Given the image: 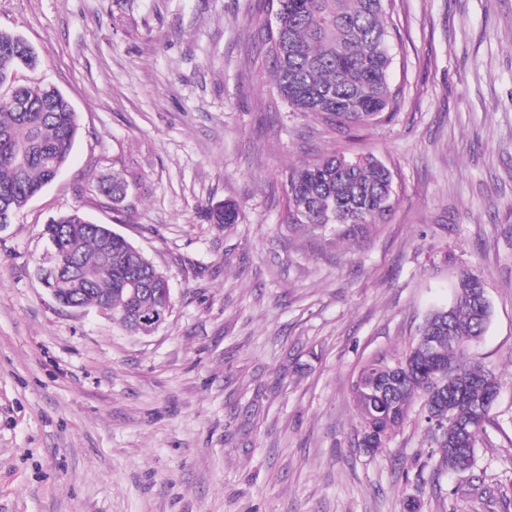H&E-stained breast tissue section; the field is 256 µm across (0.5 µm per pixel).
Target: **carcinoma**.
Here are the masks:
<instances>
[{
	"label": "carcinoma",
	"mask_w": 512,
	"mask_h": 512,
	"mask_svg": "<svg viewBox=\"0 0 512 512\" xmlns=\"http://www.w3.org/2000/svg\"><path fill=\"white\" fill-rule=\"evenodd\" d=\"M269 16L254 33L272 73L271 103L292 112H310L336 130L380 122L394 93L392 0H259ZM38 63L34 48L21 36L0 30V89L24 101V112L0 98V222L12 223L21 209L57 178L72 156L77 112L57 89L16 85L15 73ZM128 182L119 175L101 182V195L118 210ZM391 170L375 155L348 156L336 151L288 170L287 208L281 223L353 235L384 221L394 209ZM238 207L226 202L210 209L214 224H235ZM44 234L64 252L73 289L69 299L96 308L129 332L138 318L160 305L172 306L166 277L124 236L93 222L80 207L50 220ZM491 309L482 274L461 272L451 306L432 310L416 342L403 354L376 357L364 364L351 384L369 450L381 448L403 425L416 398L435 447L439 468L449 469L453 448H469L475 464L479 436L491 419L502 389L501 376L471 360L469 345L487 328ZM446 327L443 342L423 350L425 336ZM450 410L442 430L432 412Z\"/></svg>",
	"instance_id": "carcinoma-1"
}]
</instances>
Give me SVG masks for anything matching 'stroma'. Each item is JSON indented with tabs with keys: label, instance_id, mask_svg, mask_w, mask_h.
Segmentation results:
<instances>
[{
	"label": "stroma",
	"instance_id": "stroma-1",
	"mask_svg": "<svg viewBox=\"0 0 512 512\" xmlns=\"http://www.w3.org/2000/svg\"><path fill=\"white\" fill-rule=\"evenodd\" d=\"M384 122L339 135L272 109L258 0H0L78 114L58 177L0 230V512H512V0H395ZM336 150L392 171L387 223L282 224L288 165ZM129 182L120 210L98 191ZM237 204V223L209 220ZM82 206L169 281L131 335L61 307L37 268ZM491 319L469 356L504 385L471 471L437 470L419 407L360 448L350 385L406 351L462 270Z\"/></svg>",
	"mask_w": 512,
	"mask_h": 512
}]
</instances>
